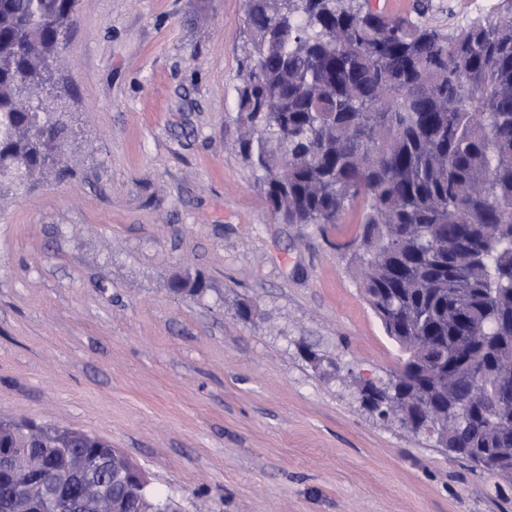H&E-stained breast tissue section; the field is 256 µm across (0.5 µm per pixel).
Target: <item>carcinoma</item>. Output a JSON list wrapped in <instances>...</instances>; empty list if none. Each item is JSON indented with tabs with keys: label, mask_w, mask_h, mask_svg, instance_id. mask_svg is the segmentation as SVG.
<instances>
[{
	"label": "carcinoma",
	"mask_w": 512,
	"mask_h": 512,
	"mask_svg": "<svg viewBox=\"0 0 512 512\" xmlns=\"http://www.w3.org/2000/svg\"><path fill=\"white\" fill-rule=\"evenodd\" d=\"M77 0H0V196L65 159L44 96ZM502 21L441 28L429 0L390 16L369 0H247L237 90V152L282 224H336L362 207L350 257L363 296L405 355L408 382L369 405L417 414L497 461L512 481V436L485 419L499 397L512 420V0ZM20 490L0 512L67 481L81 512H109L122 459L55 425L0 422Z\"/></svg>",
	"instance_id": "obj_1"
}]
</instances>
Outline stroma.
Here are the masks:
<instances>
[{
	"mask_svg": "<svg viewBox=\"0 0 512 512\" xmlns=\"http://www.w3.org/2000/svg\"><path fill=\"white\" fill-rule=\"evenodd\" d=\"M476 16L498 0L428 19ZM245 20L78 0L47 100L67 171L0 198V419L107 439L176 512H512V483L363 405L403 355L342 248L360 209L274 220L233 150Z\"/></svg>",
	"mask_w": 512,
	"mask_h": 512,
	"instance_id": "stroma-1",
	"label": "stroma"
}]
</instances>
